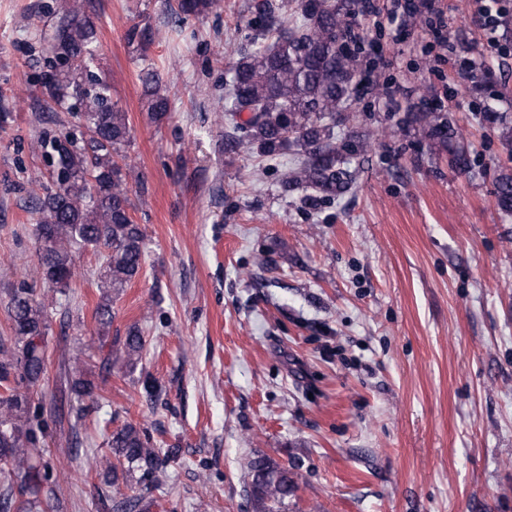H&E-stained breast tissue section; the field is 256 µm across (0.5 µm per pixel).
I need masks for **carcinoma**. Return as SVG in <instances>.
<instances>
[{
  "label": "carcinoma",
  "instance_id": "obj_1",
  "mask_svg": "<svg viewBox=\"0 0 512 512\" xmlns=\"http://www.w3.org/2000/svg\"><path fill=\"white\" fill-rule=\"evenodd\" d=\"M220 5L221 0H178L184 14H202ZM251 9L254 41L238 50L224 79L228 140L237 146L255 144L268 157L293 152L295 163L285 188L334 199L353 182L346 144L336 137L335 128L337 115L359 87L353 56L343 45L355 17V0H294L285 17L282 6L272 0H257ZM60 12L49 46L55 73L45 91L55 103L71 96L77 100L73 114L84 122L90 148L77 145L68 133L52 142L53 184L34 204L38 262L43 280L62 293L75 276V247L107 251L100 272L104 292L95 311L98 334L104 336L112 324V294L143 268L144 232L130 216L129 188L123 167L115 161L129 143L127 115L112 104L108 87L92 71L98 52L94 21L76 3L62 4ZM142 84L150 110L167 112L169 99L159 73L146 72ZM403 122L421 126L431 139L446 145L453 167L470 170L469 155L457 144L460 133L447 117L421 107L407 113ZM496 196L498 206L512 212V175L497 177ZM8 315L11 335L0 336V465L9 467L10 481L0 494V512H42V499L56 497V491L47 484V465L41 461L31 394L47 372V317L33 290L24 285L12 290ZM144 346L140 331L128 332L124 349L130 367L141 360ZM81 363L74 358L78 377L72 391L95 403V385L83 378ZM108 446L116 458L106 467L113 483L120 466L135 467L146 477L169 458L153 448L146 429L132 422L113 432ZM247 475L245 492L253 512H280L297 491L288 467L262 454L247 461Z\"/></svg>",
  "mask_w": 512,
  "mask_h": 512
}]
</instances>
